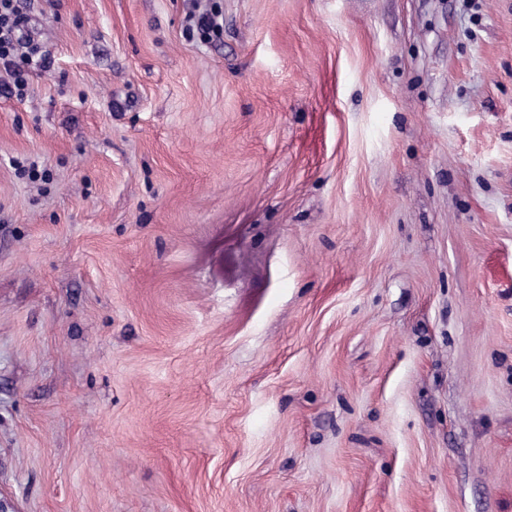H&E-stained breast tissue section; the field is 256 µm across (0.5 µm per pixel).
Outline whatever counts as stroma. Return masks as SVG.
I'll return each mask as SVG.
<instances>
[{
  "label": "stroma",
  "mask_w": 512,
  "mask_h": 512,
  "mask_svg": "<svg viewBox=\"0 0 512 512\" xmlns=\"http://www.w3.org/2000/svg\"><path fill=\"white\" fill-rule=\"evenodd\" d=\"M23 2L9 512H512V0ZM189 21H192L189 30L196 31L201 35L202 39L210 40L220 38L224 32V22L219 11L210 9L196 14L192 12L189 15Z\"/></svg>",
  "instance_id": "obj_1"
}]
</instances>
